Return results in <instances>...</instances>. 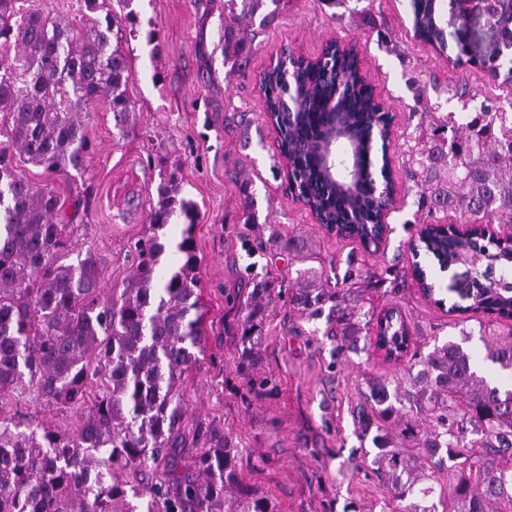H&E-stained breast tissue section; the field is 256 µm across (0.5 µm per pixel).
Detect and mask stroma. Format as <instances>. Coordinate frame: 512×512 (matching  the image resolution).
<instances>
[{"label": "stroma", "instance_id": "obj_1", "mask_svg": "<svg viewBox=\"0 0 512 512\" xmlns=\"http://www.w3.org/2000/svg\"><path fill=\"white\" fill-rule=\"evenodd\" d=\"M348 7L339 21L317 0H288L276 25L257 38L246 72L235 73L225 67L219 41L224 0H132L136 36L125 46L132 127L119 132L107 106L99 104L86 119L90 148L82 170L52 179L41 167L18 165L32 185L52 184L62 203L80 199L67 260L94 253L107 300L121 291L136 264L130 244L147 229L157 199L155 158L178 166L182 194L199 211L195 244L205 351L179 387L186 414L172 464L179 477L190 475L210 436L223 435L234 447L243 481L267 496L275 512H343L350 503L358 512H390L388 486L362 460L355 415L369 376L387 378L395 387L406 379L404 361L385 360L367 338L356 352L336 358L324 320H308L290 305L295 268L286 253L267 247L270 227L313 240L324 287L339 288L351 264L399 275L400 288L385 283L359 300L377 313L399 305L415 329L411 350L428 353L463 329L479 350L512 343V326L496 323L464 297L465 268L436 272L441 307L411 280L407 242L427 220L416 191L402 192L389 218L393 232L385 250L370 253L355 241L326 235L288 190L256 85L258 73L281 51L312 58L328 40L357 42L366 74L396 114L392 153L398 170L401 148L422 120L411 79L433 76L444 86L465 82L479 94L492 92L481 74L449 69L444 57L414 38L411 0H349ZM365 9L376 28L362 24ZM380 26L391 33L397 53L378 45ZM247 192L259 216L253 226L243 222ZM252 275L275 281L283 291L266 322L256 372L270 384L259 392L237 370L236 336ZM0 414L71 433L80 420L33 394L4 400Z\"/></svg>", "mask_w": 512, "mask_h": 512}]
</instances>
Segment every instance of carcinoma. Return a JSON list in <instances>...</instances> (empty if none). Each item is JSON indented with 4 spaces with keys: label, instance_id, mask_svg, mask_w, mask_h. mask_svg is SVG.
<instances>
[{
    "label": "carcinoma",
    "instance_id": "carcinoma-1",
    "mask_svg": "<svg viewBox=\"0 0 512 512\" xmlns=\"http://www.w3.org/2000/svg\"><path fill=\"white\" fill-rule=\"evenodd\" d=\"M16 0H0V40L15 44L10 70L0 73V399L32 391L62 411L83 410L74 435L49 426L35 429L0 416V512H274L268 498L240 478L232 445L211 436L197 461L199 479L171 487L125 480L144 472L177 447L185 408L175 387L195 352H203L201 294L195 246L199 212L181 195L178 171L157 160L160 182L148 227L133 245L136 265L120 294L101 299V263L92 254L65 264L73 217L51 187L37 188L17 170V159L66 177L83 167L90 140L82 114L108 105L114 127L125 132L131 103L126 95L127 25L108 18L76 28L32 7L19 15ZM283 0H224V64L245 65L256 38L275 25ZM414 37L443 53L448 47L444 0H413ZM502 51L487 55L481 71L491 85L512 86V2L498 0L489 18ZM265 108L288 113L279 153L293 160L299 192L330 232L346 230L360 240L374 236L383 207L396 192L386 157H377L385 113L366 85L354 47H327L313 60H290L259 78ZM458 107L443 112L427 105L406 151L404 179L421 189L419 210L432 221L419 247L444 269L461 251L485 253L494 276L477 286L474 306L512 318V102L482 101L467 86L448 87ZM346 113L357 147L353 193L330 189L322 164L323 135L334 112ZM457 214L472 234L458 238L436 214ZM181 219L177 267L167 264L163 230ZM495 224L511 237L495 234ZM269 240L295 263L314 258L301 235L270 229ZM301 284L291 305L311 319L325 318L336 354L357 349L359 337L378 333L387 352L403 356L411 336L398 307L377 320L351 302L352 288L332 291L310 267L297 270ZM413 279L434 298V282L414 263ZM237 337L238 366L261 389L269 380L251 375L264 344V327L275 283L254 279ZM470 333L414 357L407 370L412 389L390 393L388 381L372 378L364 394L358 435L374 450L372 464L390 488L397 512H436L430 475L399 449L393 424L416 411L423 426L408 438L423 455L455 477L449 512H488L494 501L512 512V388L490 384L478 373L479 354L466 347ZM486 358L512 380V345ZM104 391L91 398V380Z\"/></svg>",
    "mask_w": 512,
    "mask_h": 512
}]
</instances>
